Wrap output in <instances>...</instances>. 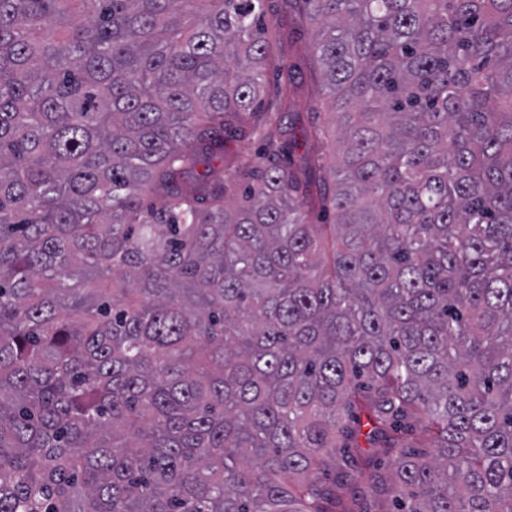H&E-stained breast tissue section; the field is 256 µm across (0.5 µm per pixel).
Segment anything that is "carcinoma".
Returning <instances> with one entry per match:
<instances>
[{
    "label": "carcinoma",
    "mask_w": 512,
    "mask_h": 512,
    "mask_svg": "<svg viewBox=\"0 0 512 512\" xmlns=\"http://www.w3.org/2000/svg\"><path fill=\"white\" fill-rule=\"evenodd\" d=\"M265 2L0 0V512H512V0H295L331 224ZM289 0H270L266 2L271 20L266 31L268 45L267 56L263 60L266 73L265 91L262 104L255 114L245 113L233 123L231 129L224 130V180L228 184L224 201L235 205L240 198V189L235 186L234 176L237 163L242 154L260 151L262 141L258 127L264 116L261 112L277 114L280 120L281 146L280 158L307 182L322 176L324 170L309 172L305 167V158L328 152L315 141H303L302 134L317 121L322 125L334 126L335 117L328 113L327 100L322 81V66L313 53L312 27L304 16L288 2ZM291 70V80L286 70ZM317 112V113H315ZM296 136L297 146L293 145ZM355 454L353 461L349 463V466L346 470L347 477L344 480V485L340 489L341 494L346 499H350L353 496L360 495L359 491L366 487L364 475H359L358 470H365L364 466L361 464V458L358 454ZM356 455H358L356 457ZM366 471V470H365Z\"/></svg>",
    "instance_id": "obj_1"
}]
</instances>
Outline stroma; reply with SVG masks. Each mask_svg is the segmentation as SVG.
Segmentation results:
<instances>
[{"mask_svg": "<svg viewBox=\"0 0 512 512\" xmlns=\"http://www.w3.org/2000/svg\"><path fill=\"white\" fill-rule=\"evenodd\" d=\"M271 23L266 31L268 52L263 61L265 91L258 113H246L224 132V179L228 184L225 201L236 204L240 190L233 180L242 154L262 148L258 127L264 113L277 114L280 120V156L288 160L303 180L314 175L305 166L308 156L320 153V146L303 139L313 122L333 126L324 94L322 66L313 53L312 28L291 0H268Z\"/></svg>", "mask_w": 512, "mask_h": 512, "instance_id": "35a3bbf8", "label": "stroma"}]
</instances>
